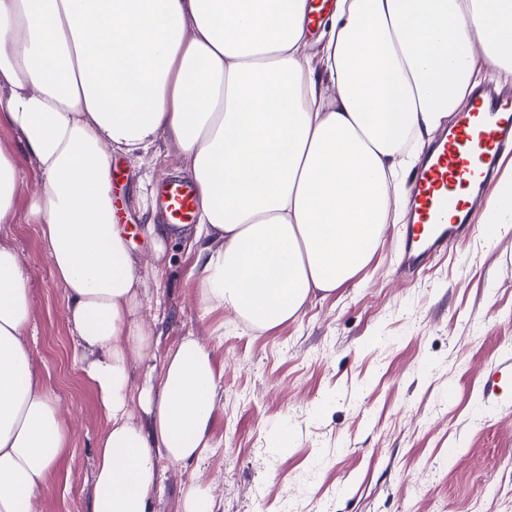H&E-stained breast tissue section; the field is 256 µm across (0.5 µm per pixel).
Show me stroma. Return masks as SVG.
<instances>
[{
    "label": "stroma",
    "instance_id": "obj_1",
    "mask_svg": "<svg viewBox=\"0 0 512 512\" xmlns=\"http://www.w3.org/2000/svg\"><path fill=\"white\" fill-rule=\"evenodd\" d=\"M19 200L13 237L36 298L30 342L71 428L34 512H91L96 447L106 422L82 377L28 209L37 173L8 126ZM179 148L113 156L116 205L134 254L152 242L139 180L182 178ZM398 225L347 286L314 297L298 319L261 332L231 311L202 315L196 255L167 242L145 301L158 355L193 334L212 347L220 379L213 455L160 462L151 512H181L187 488L212 485L220 512H512V232H474L417 273L399 271Z\"/></svg>",
    "mask_w": 512,
    "mask_h": 512
}]
</instances>
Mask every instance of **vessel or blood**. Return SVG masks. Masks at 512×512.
<instances>
[{
    "label": "vessel or blood",
    "instance_id": "b4317fda",
    "mask_svg": "<svg viewBox=\"0 0 512 512\" xmlns=\"http://www.w3.org/2000/svg\"><path fill=\"white\" fill-rule=\"evenodd\" d=\"M511 145L512 100L490 87L475 94L450 129L435 135L412 179L404 235L410 264H423L434 249L457 243L471 228L474 211L492 192L503 153ZM157 204L167 223H192L197 188L190 180L170 181Z\"/></svg>",
    "mask_w": 512,
    "mask_h": 512
}]
</instances>
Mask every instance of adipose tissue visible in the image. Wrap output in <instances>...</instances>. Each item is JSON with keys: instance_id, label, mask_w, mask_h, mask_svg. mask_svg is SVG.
<instances>
[{"instance_id": "ef3b65f1", "label": "adipose tissue", "mask_w": 512, "mask_h": 512, "mask_svg": "<svg viewBox=\"0 0 512 512\" xmlns=\"http://www.w3.org/2000/svg\"><path fill=\"white\" fill-rule=\"evenodd\" d=\"M307 0H0V123L39 175L38 224L107 428L92 512H150L157 463L213 453L214 354L161 364L156 276L115 222L112 154L176 144L198 222L147 223L197 253L203 314L267 331L350 282L410 169L487 69H512V0H336L311 52ZM19 176L0 144V512H30L69 446L27 340L35 297L4 228Z\"/></svg>"}]
</instances>
